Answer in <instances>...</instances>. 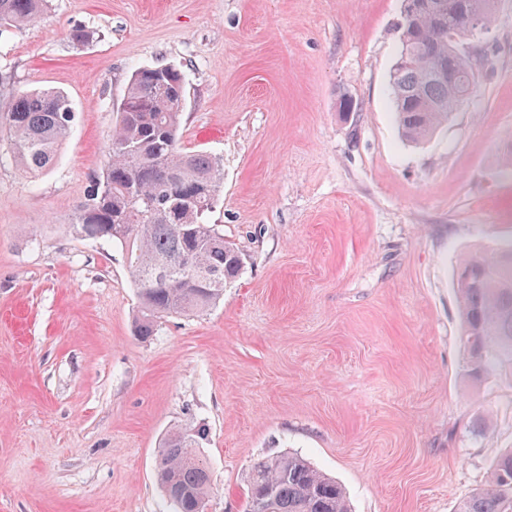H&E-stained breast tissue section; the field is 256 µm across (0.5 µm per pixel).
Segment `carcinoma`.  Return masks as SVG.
I'll return each mask as SVG.
<instances>
[{"label":"carcinoma","instance_id":"1","mask_svg":"<svg viewBox=\"0 0 512 512\" xmlns=\"http://www.w3.org/2000/svg\"><path fill=\"white\" fill-rule=\"evenodd\" d=\"M496 3L428 0L402 22L390 88L406 141L429 139L474 93L473 62L455 47L495 21ZM49 7V0H0V33L42 20ZM443 67L456 76L453 93L433 80V72ZM185 93V77L172 65L134 72L105 167L69 225L84 240L110 242L130 255L140 302L136 331L142 337L152 335L162 317L192 316L216 305L226 282L243 269L238 247L209 222L224 181L221 159L181 144ZM74 117L63 92L20 90L10 109L0 113V125L8 130L15 162L40 173L53 165ZM456 273L467 372L481 381L512 365V244L464 256ZM206 437V429L189 426L161 443L156 480L174 512H199L206 503L210 475L200 451ZM260 496L267 498L269 512H350L342 485L292 453L254 465L248 498ZM454 512H512V449Z\"/></svg>","mask_w":512,"mask_h":512}]
</instances>
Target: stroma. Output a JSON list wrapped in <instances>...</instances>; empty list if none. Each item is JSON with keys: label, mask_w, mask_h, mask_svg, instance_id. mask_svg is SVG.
I'll use <instances>...</instances> for the list:
<instances>
[{"label": "stroma", "mask_w": 512, "mask_h": 512, "mask_svg": "<svg viewBox=\"0 0 512 512\" xmlns=\"http://www.w3.org/2000/svg\"><path fill=\"white\" fill-rule=\"evenodd\" d=\"M401 11L52 0L0 33V113L37 87L75 110L49 170L0 160V512H171L157 450L199 425L206 512H247L253 465L288 452L352 512H452L484 483L512 448V375L469 377L453 271L512 239V0L466 39L472 98L421 144L390 95ZM77 27L95 39L74 45ZM160 65L186 76L183 146L223 160L210 221L245 267L217 306L142 339L126 250L69 226L132 73Z\"/></svg>", "instance_id": "35a3bbf8"}]
</instances>
